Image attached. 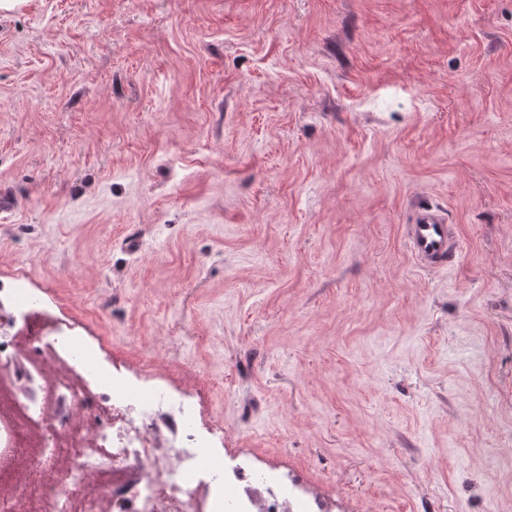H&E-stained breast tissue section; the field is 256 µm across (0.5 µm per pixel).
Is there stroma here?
<instances>
[{
  "instance_id": "stroma-1",
  "label": "stroma",
  "mask_w": 512,
  "mask_h": 512,
  "mask_svg": "<svg viewBox=\"0 0 512 512\" xmlns=\"http://www.w3.org/2000/svg\"><path fill=\"white\" fill-rule=\"evenodd\" d=\"M0 279L336 512H512V0L0 13ZM460 244L429 271L413 203Z\"/></svg>"
}]
</instances>
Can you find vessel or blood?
I'll list each match as a JSON object with an SVG mask.
<instances>
[{"mask_svg": "<svg viewBox=\"0 0 512 512\" xmlns=\"http://www.w3.org/2000/svg\"><path fill=\"white\" fill-rule=\"evenodd\" d=\"M407 242L414 259L426 269H443L455 259L457 240L437 206L423 203L407 227Z\"/></svg>", "mask_w": 512, "mask_h": 512, "instance_id": "obj_1", "label": "vessel or blood"}]
</instances>
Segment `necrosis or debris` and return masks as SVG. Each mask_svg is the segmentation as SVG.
I'll list each match as a JSON object with an SVG mask.
<instances>
[{"instance_id":"4bbe7bcc","label":"necrosis or debris","mask_w":512,"mask_h":512,"mask_svg":"<svg viewBox=\"0 0 512 512\" xmlns=\"http://www.w3.org/2000/svg\"><path fill=\"white\" fill-rule=\"evenodd\" d=\"M14 402L0 411V512H332L288 472L222 467L224 428L202 423L196 393L106 368L65 331L40 291L0 283V369ZM63 464L55 478L40 474Z\"/></svg>"}]
</instances>
